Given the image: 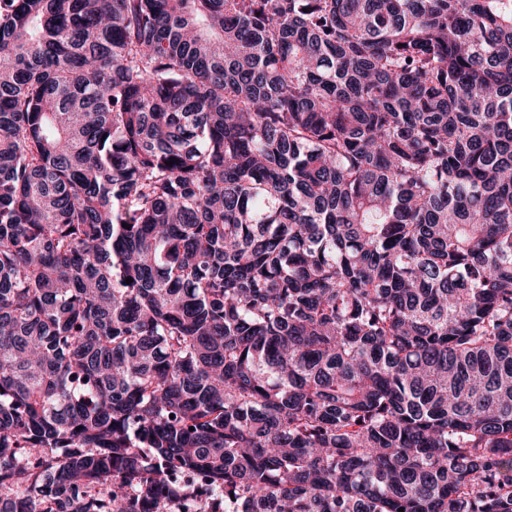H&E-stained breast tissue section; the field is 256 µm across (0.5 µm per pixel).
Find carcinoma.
I'll return each instance as SVG.
<instances>
[{
    "instance_id": "carcinoma-1",
    "label": "carcinoma",
    "mask_w": 512,
    "mask_h": 512,
    "mask_svg": "<svg viewBox=\"0 0 512 512\" xmlns=\"http://www.w3.org/2000/svg\"><path fill=\"white\" fill-rule=\"evenodd\" d=\"M401 508L512 512V0H0V512Z\"/></svg>"
}]
</instances>
